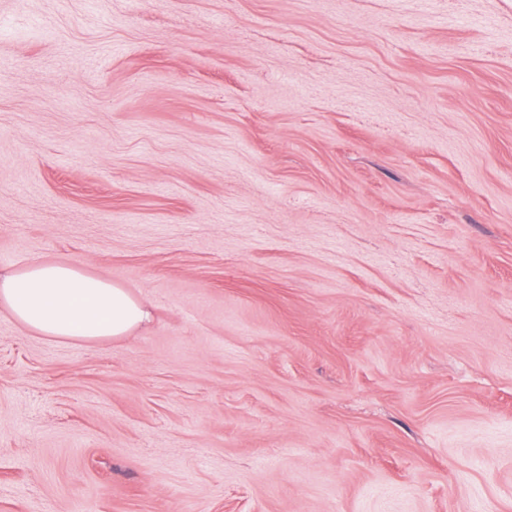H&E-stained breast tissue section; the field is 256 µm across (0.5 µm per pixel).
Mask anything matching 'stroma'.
Masks as SVG:
<instances>
[{
    "label": "stroma",
    "mask_w": 512,
    "mask_h": 512,
    "mask_svg": "<svg viewBox=\"0 0 512 512\" xmlns=\"http://www.w3.org/2000/svg\"><path fill=\"white\" fill-rule=\"evenodd\" d=\"M0 512H512V0H0ZM0 304L28 328L58 339L127 336L150 321L147 307L125 288L68 264L0 270Z\"/></svg>",
    "instance_id": "obj_1"
}]
</instances>
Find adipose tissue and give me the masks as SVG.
Instances as JSON below:
<instances>
[{
  "label": "adipose tissue",
  "instance_id": "ef3b65f1",
  "mask_svg": "<svg viewBox=\"0 0 512 512\" xmlns=\"http://www.w3.org/2000/svg\"><path fill=\"white\" fill-rule=\"evenodd\" d=\"M0 304L28 328L58 339L126 336L150 320L125 288L68 264L0 270Z\"/></svg>",
  "mask_w": 512,
  "mask_h": 512
}]
</instances>
